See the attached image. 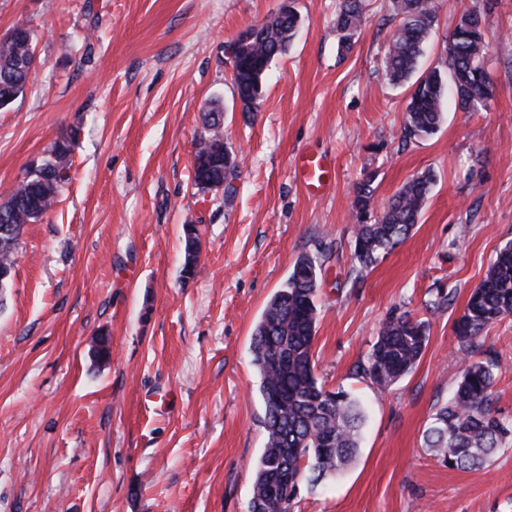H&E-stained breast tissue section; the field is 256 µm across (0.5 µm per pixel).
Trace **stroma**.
I'll return each mask as SVG.
<instances>
[{
	"label": "stroma",
	"mask_w": 512,
	"mask_h": 512,
	"mask_svg": "<svg viewBox=\"0 0 512 512\" xmlns=\"http://www.w3.org/2000/svg\"><path fill=\"white\" fill-rule=\"evenodd\" d=\"M282 2L0 0V36L26 26L37 50L24 94L0 109V193L77 135L70 179L25 226L0 292V512H249L264 446L251 337L304 254L324 270L315 374L366 420L353 461L303 484L295 512H512V447L460 470L423 444L469 357L454 324L512 241V0H465L486 20L488 107L447 104L438 132L407 144L408 89L382 64L390 0L347 51L338 0H295L299 34L256 112H242L224 47ZM216 101L243 157L229 195L194 182L201 114ZM302 153L335 157L328 194L299 182ZM425 171L435 183L418 224L357 273L356 185L373 174L381 209ZM186 224L200 247L189 279ZM403 312L428 343L381 390L354 369ZM483 342L501 364L495 408L512 419V316Z\"/></svg>",
	"instance_id": "1"
}]
</instances>
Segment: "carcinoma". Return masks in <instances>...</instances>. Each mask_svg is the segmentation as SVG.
<instances>
[{"label": "carcinoma", "instance_id": "obj_1", "mask_svg": "<svg viewBox=\"0 0 512 512\" xmlns=\"http://www.w3.org/2000/svg\"><path fill=\"white\" fill-rule=\"evenodd\" d=\"M393 7L399 24L383 68L393 84L409 85L402 139L417 141L435 134L450 93L465 112L486 107L494 97V85L485 68L481 13L457 8V22L444 35V61L419 75L420 58L438 26L434 0H393ZM368 22V0H340L335 21L339 45L350 48ZM298 28L299 16L290 5L261 21L258 30L248 28L238 36L232 84L242 111L255 110L272 60L286 50ZM33 52L29 30L19 26L0 40V108L12 104L26 88ZM203 127L194 153V181L203 189L219 188L235 178L238 168L236 163L231 169L224 163L220 105L204 113ZM76 137L73 131L55 141L0 203V275L16 267L25 225L55 204L68 180L70 147ZM373 182V176L366 175L351 202L359 221L353 258L360 274L374 264L379 252L408 238L435 179L429 172L409 179L375 218L370 213ZM320 271L318 258L301 256L252 335V362L261 376L265 443L255 467L250 512H292L296 500L272 496L280 458L288 457V464L299 468L303 478L311 469L328 476L350 462L358 449L364 423L361 404L342 389H326L314 372ZM506 316H512V243L497 253L485 278L470 293L455 323L456 336L475 351L481 347L484 329ZM427 342L425 322L407 312L392 315L383 323L367 363L356 367L357 375L385 389L419 363ZM498 368L491 356L464 366L451 402L434 413L424 431L425 447L446 466H484L498 449L512 444V422L499 417L492 406Z\"/></svg>", "mask_w": 512, "mask_h": 512}]
</instances>
